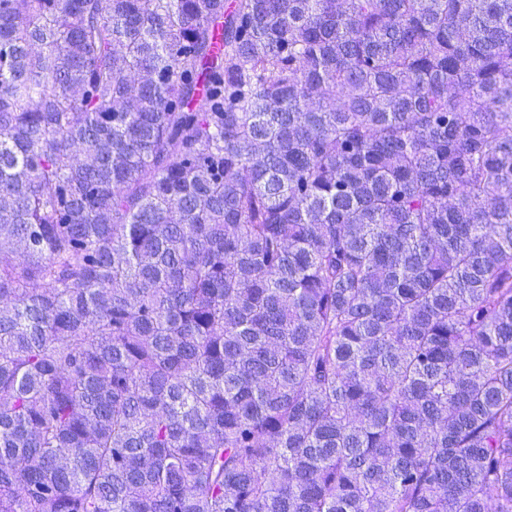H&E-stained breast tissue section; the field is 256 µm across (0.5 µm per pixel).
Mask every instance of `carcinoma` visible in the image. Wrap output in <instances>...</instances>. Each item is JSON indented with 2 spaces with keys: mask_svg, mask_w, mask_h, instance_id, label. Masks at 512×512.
<instances>
[{
  "mask_svg": "<svg viewBox=\"0 0 512 512\" xmlns=\"http://www.w3.org/2000/svg\"><path fill=\"white\" fill-rule=\"evenodd\" d=\"M0 512H512V0H0Z\"/></svg>",
  "mask_w": 512,
  "mask_h": 512,
  "instance_id": "carcinoma-1",
  "label": "carcinoma"
}]
</instances>
